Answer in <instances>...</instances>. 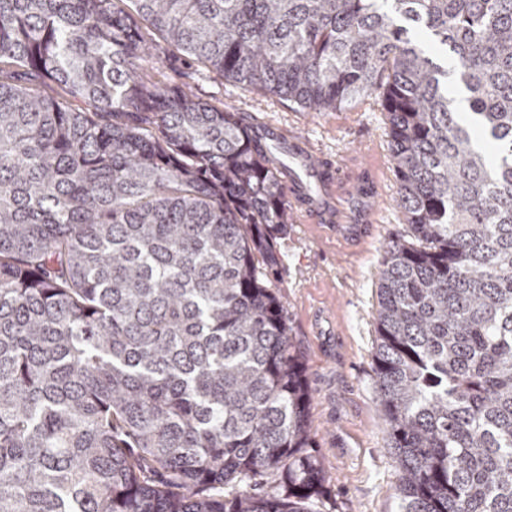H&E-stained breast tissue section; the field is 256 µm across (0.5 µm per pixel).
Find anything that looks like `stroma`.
Listing matches in <instances>:
<instances>
[{
  "instance_id": "stroma-1",
  "label": "stroma",
  "mask_w": 512,
  "mask_h": 512,
  "mask_svg": "<svg viewBox=\"0 0 512 512\" xmlns=\"http://www.w3.org/2000/svg\"><path fill=\"white\" fill-rule=\"evenodd\" d=\"M152 73L189 85L201 99L229 106L248 123L308 141L355 177L369 173L378 179L375 220L357 241L338 240L322 225L289 213L279 240L284 263L269 280L284 305L312 393L309 454L326 477L315 512H399V469L376 396L374 360L385 248L411 238L395 202L387 112L367 97L337 111L302 110L183 55L154 64Z\"/></svg>"
}]
</instances>
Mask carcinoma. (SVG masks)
<instances>
[{"instance_id": "cac0c4a2", "label": "carcinoma", "mask_w": 512, "mask_h": 512, "mask_svg": "<svg viewBox=\"0 0 512 512\" xmlns=\"http://www.w3.org/2000/svg\"><path fill=\"white\" fill-rule=\"evenodd\" d=\"M176 52L306 110L380 101L416 240L377 315L400 512H512V0H0V512L321 495L267 281L285 174L146 72Z\"/></svg>"}]
</instances>
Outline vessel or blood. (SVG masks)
Wrapping results in <instances>:
<instances>
[{
    "mask_svg": "<svg viewBox=\"0 0 512 512\" xmlns=\"http://www.w3.org/2000/svg\"><path fill=\"white\" fill-rule=\"evenodd\" d=\"M262 134L277 143L280 153L277 164L288 176L295 211L304 218L329 225L340 239L349 240L360 236L362 220L371 219L376 213L371 205L377 195L375 184L360 180L349 181V194L357 196L364 207L350 220H343L334 206L335 186L347 181L342 169L318 161L307 142L287 138L275 127H266Z\"/></svg>",
    "mask_w": 512,
    "mask_h": 512,
    "instance_id": "obj_1",
    "label": "vessel or blood"
}]
</instances>
